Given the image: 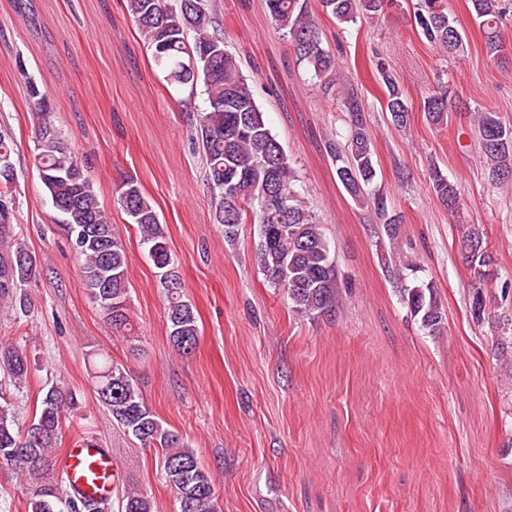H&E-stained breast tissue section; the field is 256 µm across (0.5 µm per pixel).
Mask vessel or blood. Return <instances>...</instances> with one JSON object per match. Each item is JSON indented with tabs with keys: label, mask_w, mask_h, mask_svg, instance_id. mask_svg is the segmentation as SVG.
<instances>
[{
	"label": "vessel or blood",
	"mask_w": 512,
	"mask_h": 512,
	"mask_svg": "<svg viewBox=\"0 0 512 512\" xmlns=\"http://www.w3.org/2000/svg\"><path fill=\"white\" fill-rule=\"evenodd\" d=\"M59 466L71 488L95 497L108 496L115 463L98 441H75Z\"/></svg>",
	"instance_id": "1"
}]
</instances>
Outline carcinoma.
Masks as SVG:
<instances>
[{"mask_svg": "<svg viewBox=\"0 0 512 512\" xmlns=\"http://www.w3.org/2000/svg\"><path fill=\"white\" fill-rule=\"evenodd\" d=\"M469 2L471 16L483 32L486 53L503 63L512 59L501 33L512 0ZM392 4L393 0H318L321 10L339 24L355 23L359 18L377 20ZM265 5L284 30L297 61L324 85L334 81L336 57L323 46L309 0H265ZM127 8L167 83L191 91L203 85L208 108L199 115L196 141L206 161L213 220L224 226V237L235 238L241 224L258 225V265L268 281L284 292L292 311L310 317L337 310L341 297L336 265L322 226L295 189L291 160L267 127L236 55L227 49L224 38L210 32L217 23L213 0H176L174 4L170 0H127ZM412 23L440 51L453 54L463 49L462 33L445 0H416ZM378 74L386 111L397 127H406L410 109L403 91L386 67H379ZM28 88L37 104L34 165L53 208L64 217V230L81 260L90 297L112 330L130 332L122 239L108 221L79 156L62 138L50 100L35 82L28 81ZM337 105L348 126L345 145L333 149L339 162L338 179L353 199L385 220L387 232L393 236L396 228L388 218L386 197L370 192L377 177V161L362 101L345 89L339 93ZM423 112L434 124L444 122L447 93L425 97ZM477 126L489 179L496 185L512 183V125L494 113L480 112ZM11 153L10 139L0 135V301L9 302L11 309L24 315L31 307L27 285L36 278L37 266L31 264L32 254L14 224L16 173ZM429 185L444 208L452 213L461 209L457 185L448 181L440 168L430 169ZM268 191L286 195L284 216L264 208L263 195ZM118 192L119 203L140 229L160 280L166 284L170 341L177 351L188 354L198 341L197 317L183 291L175 286L173 258L156 206L133 179L124 181ZM459 243L471 268L488 264L490 256L477 228L464 229ZM403 301L424 330L433 334L442 330L443 312L434 296L414 287L404 291ZM90 357L95 398L125 434L158 451L160 473L175 494L178 512H217L214 478L178 435L163 428L131 373L97 350L90 352ZM0 370L14 384L25 383L30 373L27 350L0 342ZM41 392L35 416L24 427L11 401L0 391V467L15 470L26 483L35 485L28 512H109V500L70 492L62 476L48 478L52 448L66 420L80 409V402L58 383L44 386ZM118 510L153 512V504L146 494L129 491L119 500Z\"/></svg>", "mask_w": 512, "mask_h": 512, "instance_id": "cac0c4a2", "label": "carcinoma"}]
</instances>
